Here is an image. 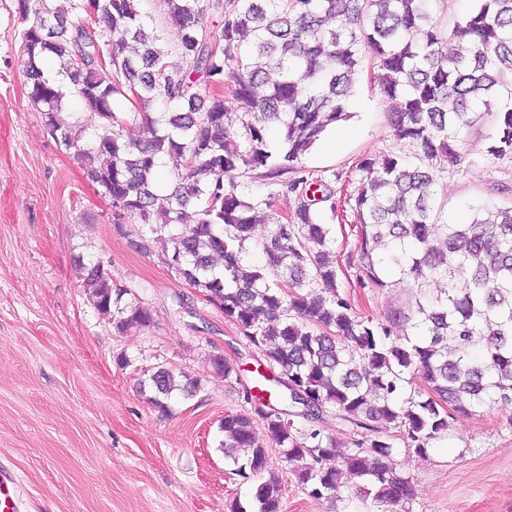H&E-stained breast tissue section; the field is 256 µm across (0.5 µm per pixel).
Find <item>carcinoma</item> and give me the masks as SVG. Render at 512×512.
Wrapping results in <instances>:
<instances>
[{"mask_svg": "<svg viewBox=\"0 0 512 512\" xmlns=\"http://www.w3.org/2000/svg\"><path fill=\"white\" fill-rule=\"evenodd\" d=\"M143 2L16 0L28 97L110 200L112 223L147 225L163 262L273 368L262 379L288 409L244 385L248 408L221 423L231 474L260 478L252 507L235 499L230 512H282L272 449L314 499L350 486L376 512H409L414 487L397 444L424 456L449 419L512 407V203L450 224L436 190L445 169L469 161L474 133L485 134L488 159L512 161V0H475L451 25L433 15L432 0H157L179 31L176 67ZM213 13L217 33L207 25ZM87 22L104 29L91 38ZM46 59L62 79L45 74ZM364 70L394 138L418 153L357 163V246L342 262L326 223L342 174L313 170L306 157L350 118ZM133 90L131 107L118 109ZM69 94L97 117L94 127L60 118ZM231 104L235 126L226 125ZM136 126L149 139L126 134ZM162 167L172 175L163 188ZM245 178L271 190L254 198L241 189ZM280 195L293 200L284 215L273 210ZM253 245L264 263L250 262ZM346 268L359 288L410 280L414 302L381 320L361 316L341 280ZM435 281L446 286L431 295ZM84 288L116 333L150 326V309L122 303L128 289L99 264ZM212 365L241 383L223 358ZM416 378L425 389L412 392ZM195 388L162 366L139 382L161 409L173 392Z\"/></svg>", "mask_w": 512, "mask_h": 512, "instance_id": "1", "label": "carcinoma"}]
</instances>
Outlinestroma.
Returning a JSON list of instances; mask_svg holds the SVG:
<instances>
[{"mask_svg":"<svg viewBox=\"0 0 512 512\" xmlns=\"http://www.w3.org/2000/svg\"><path fill=\"white\" fill-rule=\"evenodd\" d=\"M15 0H0V457L21 479L28 512H229L250 501L255 482L224 461L220 423L240 409L237 383L212 368L214 357L255 369L258 353L236 326L167 267L162 244L141 252L147 228L112 223V207L88 181L82 161L51 137L27 94ZM354 117L333 150L317 146L315 170L343 173L336 207L345 210L355 165L398 148L368 77L352 98ZM473 135L472 162L444 172L437 195L449 222H470L473 208L496 203L497 185L512 188V162L485 160ZM153 322L116 334L84 292L96 261ZM410 282L376 292L350 288L355 311L379 318L412 297ZM186 306H178L177 296ZM163 366L197 380L193 395L174 392L165 408L149 404L138 382ZM491 407L452 420L446 437L420 457L399 451L414 481L410 512H512V427ZM283 512H359L349 491L311 498L287 466Z\"/></svg>","mask_w":512,"mask_h":512,"instance_id":"1","label":"stroma"}]
</instances>
